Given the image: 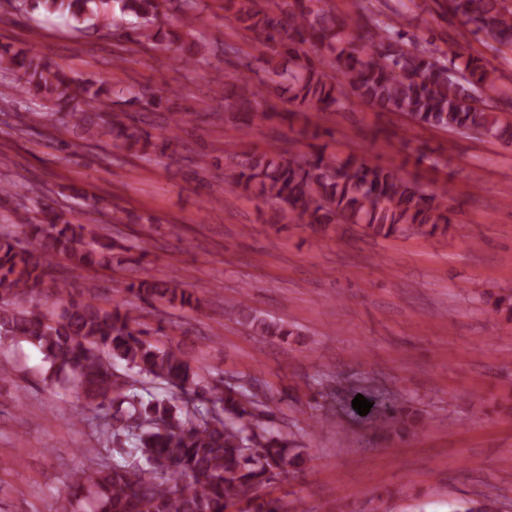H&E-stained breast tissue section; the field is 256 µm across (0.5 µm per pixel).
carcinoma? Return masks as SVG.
Returning a JSON list of instances; mask_svg holds the SVG:
<instances>
[{"label": "carcinoma", "instance_id": "obj_1", "mask_svg": "<svg viewBox=\"0 0 512 512\" xmlns=\"http://www.w3.org/2000/svg\"><path fill=\"white\" fill-rule=\"evenodd\" d=\"M29 1L32 9L58 15L76 29L109 28L135 45L170 51L187 71L219 50L226 58L237 54L230 45L213 48L194 39V24L209 0H117L120 14L112 16L103 12V0H18L14 8L23 11ZM444 4L465 32L512 47V0ZM352 6L339 16L323 0H224L225 18L249 32L259 51L253 59L237 60L242 71L233 80L217 74L209 81L210 97L224 104L225 121L241 129L269 119L257 108L267 94L288 95L296 107L288 112L290 120L309 106L343 111L355 98L421 126L512 144V125L503 121L512 108V86L485 57L458 53L441 59L404 30L407 15L419 17L412 9L388 15L372 0H353ZM170 15L180 19L185 34L163 31ZM307 44L317 47V56L305 51ZM0 69L14 73L19 94L47 100L76 127H85L87 112L101 108L112 93L106 78L76 85L44 57L9 44H0ZM143 97L131 89L123 108L106 113L113 138L130 149L151 144L149 132L130 124V108ZM174 97L162 88L151 102L166 105L178 125L190 112ZM237 167L236 189L275 199L302 223L321 229L361 224L386 237L409 231L445 235L452 224L448 191H427L396 169L339 159L322 146L274 156L247 152ZM31 236L29 248L0 234V345L39 348L57 386L90 404L97 439L123 441L139 461L133 472L95 462L73 473L60 512H73L83 499L90 512H226L244 502L242 512H278L271 500L257 502L255 491L273 477L292 474L301 452L273 426L269 408L245 390L206 381L180 350L155 344L143 328V308L123 298L102 307L80 293L77 281L86 270L111 266L110 236H92L89 225L62 222L51 209L31 225ZM56 258L69 262L72 277L53 281L52 304L24 306L26 294L41 292ZM124 291L148 304L193 307L192 295L174 280L147 274ZM230 315L264 336L291 335L250 307L241 305ZM146 383L171 396L149 391ZM465 512H496L495 495L481 494Z\"/></svg>", "mask_w": 512, "mask_h": 512}]
</instances>
